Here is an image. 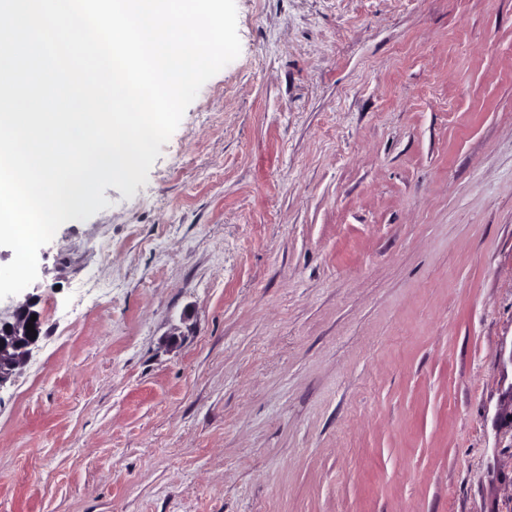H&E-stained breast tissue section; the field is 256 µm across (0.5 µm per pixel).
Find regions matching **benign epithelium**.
Returning a JSON list of instances; mask_svg holds the SVG:
<instances>
[{"label": "benign epithelium", "mask_w": 512, "mask_h": 512, "mask_svg": "<svg viewBox=\"0 0 512 512\" xmlns=\"http://www.w3.org/2000/svg\"><path fill=\"white\" fill-rule=\"evenodd\" d=\"M34 313L33 302L27 299L16 304L10 319H0V388L16 374L41 338V317L30 321ZM30 322L31 331L26 329Z\"/></svg>", "instance_id": "7a95c632"}]
</instances>
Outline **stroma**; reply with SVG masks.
Returning <instances> with one entry per match:
<instances>
[{
  "label": "stroma",
  "mask_w": 512,
  "mask_h": 512,
  "mask_svg": "<svg viewBox=\"0 0 512 512\" xmlns=\"http://www.w3.org/2000/svg\"><path fill=\"white\" fill-rule=\"evenodd\" d=\"M236 8L0 300V512H512V0ZM33 306V302L27 298L16 304L10 320L0 319V388L16 374L31 348L41 338L42 320ZM32 314H36L34 322L30 321ZM28 323L33 324L37 335L26 329Z\"/></svg>",
  "instance_id": "stroma-1"
}]
</instances>
